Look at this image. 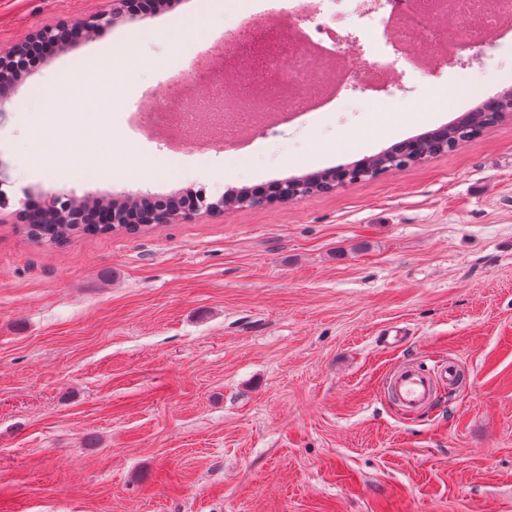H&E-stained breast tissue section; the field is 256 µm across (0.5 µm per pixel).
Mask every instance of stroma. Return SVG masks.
<instances>
[{
    "label": "stroma",
    "mask_w": 512,
    "mask_h": 512,
    "mask_svg": "<svg viewBox=\"0 0 512 512\" xmlns=\"http://www.w3.org/2000/svg\"><path fill=\"white\" fill-rule=\"evenodd\" d=\"M207 0L119 20L48 53L0 107V512H512V118L449 153L324 193L200 210L129 235L33 241L22 201L196 192L217 200L349 166L449 123L455 84L479 101L512 74V44L465 69L407 73L411 98L373 117L375 88L179 154L137 135L188 80L179 19ZM112 0H0V54ZM137 64L96 93L88 128L125 138L148 179L25 160L32 113L103 43ZM403 329L387 345V331ZM463 380L405 412L400 363Z\"/></svg>",
    "instance_id": "obj_1"
}]
</instances>
